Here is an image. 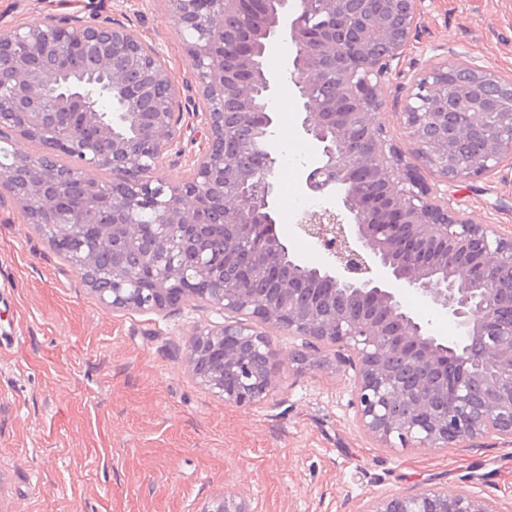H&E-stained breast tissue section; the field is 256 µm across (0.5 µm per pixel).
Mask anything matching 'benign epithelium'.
I'll return each instance as SVG.
<instances>
[{"instance_id": "obj_1", "label": "benign epithelium", "mask_w": 512, "mask_h": 512, "mask_svg": "<svg viewBox=\"0 0 512 512\" xmlns=\"http://www.w3.org/2000/svg\"><path fill=\"white\" fill-rule=\"evenodd\" d=\"M419 0H165L190 56L200 101L182 102L158 51L124 24L95 12L0 26V136L41 142L14 150L0 187L29 223L67 228L81 276L114 312L161 314L190 301L234 319L198 330L187 362L200 385L224 402L251 406L276 389L284 367L265 328L310 339L288 357L324 367L347 351L355 370L353 407L384 448H462L488 435L512 439V235L464 218L405 160L381 119L379 92L392 60L409 46ZM288 33V60L301 128L316 150L301 178L316 205L295 231L325 260L310 267L277 231L271 162H233L228 139L273 125L275 80L261 58ZM336 61L332 97L314 90V61ZM468 79L428 82L422 113L408 96L401 123L430 167L451 180L457 145L469 132L488 139L462 180L512 162V104L489 90L512 89L488 68L460 62ZM112 93L121 121L101 112L86 85ZM237 107L229 123L224 104ZM207 130L192 176L170 184L153 171L178 149L176 113ZM374 157L354 161V128ZM65 151L78 164L61 168ZM105 169L103 183L88 176ZM152 211L169 233L144 245L138 216ZM414 288L452 318L461 336L431 334L404 302ZM201 512H254L240 493L213 497ZM359 512H500L492 500L433 489L372 497Z\"/></svg>"}]
</instances>
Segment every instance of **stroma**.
Here are the masks:
<instances>
[{"label":"stroma","instance_id":"obj_1","mask_svg":"<svg viewBox=\"0 0 512 512\" xmlns=\"http://www.w3.org/2000/svg\"><path fill=\"white\" fill-rule=\"evenodd\" d=\"M90 0H0V23L88 15ZM104 15L155 45L184 95L193 66L163 0H104ZM295 51L282 40L268 60L277 83L270 146L279 205L301 199L299 174L315 160L299 134L298 93L286 69ZM465 59L512 80V0H423L406 51L383 84L381 119L427 182L477 224L512 233V166L464 182L426 167L399 114L415 83ZM185 156L156 177L191 174L190 152L205 138L183 117ZM406 304L434 335L453 339L455 322L417 292ZM213 308L157 315L103 309L79 273L0 196V512H201L219 493L246 492L260 512H358L373 496L426 489L497 502L512 512V441L491 435L465 448L395 452L358 425L352 369L285 373L264 403H224L186 364L201 327L223 322Z\"/></svg>","mask_w":512,"mask_h":512}]
</instances>
